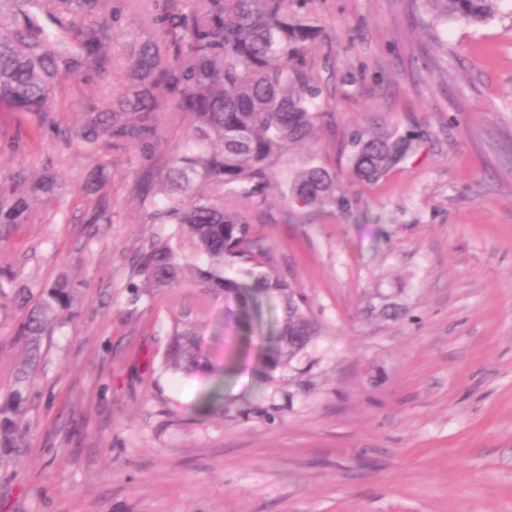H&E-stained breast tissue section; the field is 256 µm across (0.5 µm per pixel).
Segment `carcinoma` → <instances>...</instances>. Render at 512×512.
Returning <instances> with one entry per match:
<instances>
[{
	"label": "carcinoma",
	"instance_id": "cac0c4a2",
	"mask_svg": "<svg viewBox=\"0 0 512 512\" xmlns=\"http://www.w3.org/2000/svg\"><path fill=\"white\" fill-rule=\"evenodd\" d=\"M108 0H51L59 15L82 21L79 39L67 29L51 36L42 26L35 0H0L14 7L11 25L0 24V111L30 117L29 144L42 133L63 135L50 115L62 73L89 70L104 75L112 64L107 50L119 13L104 14ZM153 0L149 32L123 47L131 61L124 90L77 133L86 153L98 157L127 145L152 152L166 141L163 116L187 115L190 132L175 149L159 189L151 173L145 191L156 192L147 223L170 230L142 249L135 269L153 288H190L194 294L173 316L164 354L165 368L186 374L218 371L203 346L204 316L219 301H230L229 319L246 332L262 317L263 301L275 293L283 315L265 346L269 372L285 369L319 335L309 308L281 276L264 270L265 248L241 214L226 206L258 197L274 174L283 151L305 140L318 120L334 112L332 102L318 105L320 90L308 73L309 50L326 39L320 19L307 0ZM438 17L477 25L488 22L499 0H428ZM354 175L376 181L403 145L388 136L354 141ZM30 196L0 206V223L24 220L33 198L55 201V177L16 175ZM285 201L301 206L336 203V176L311 160L289 180ZM110 223L108 201L100 196L88 219ZM239 268L230 277L228 268ZM26 309L21 335L28 358L16 374L8 400L0 404V447L21 448L19 427L29 403L41 337L50 334L57 312L71 303V284L61 276L35 292L23 283L0 281Z\"/></svg>",
	"mask_w": 512,
	"mask_h": 512
}]
</instances>
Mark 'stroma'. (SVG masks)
I'll list each match as a JSON object with an SVG mask.
<instances>
[{"mask_svg": "<svg viewBox=\"0 0 512 512\" xmlns=\"http://www.w3.org/2000/svg\"><path fill=\"white\" fill-rule=\"evenodd\" d=\"M109 5L122 13L109 75L61 81L53 118L69 140L10 149L17 116L0 112V188L22 193L21 170L62 185L60 204L0 224V271L75 289L42 340L25 446L0 448V512H512V0L488 23L427 30V0H314L333 49L312 50L311 75L335 112L241 213L320 334L266 380L261 338L280 301L247 345L217 302L220 411L201 406L212 379L163 366L184 296L130 290L134 255L161 230L142 173L162 179L183 113H166L153 157L108 154L112 221H86L97 161L73 133L119 89L122 47L141 33L133 0ZM382 133L410 150L379 180L353 179L354 138ZM308 153L335 173L336 204L281 202V176ZM23 319L0 298V401Z\"/></svg>", "mask_w": 512, "mask_h": 512, "instance_id": "stroma-1", "label": "stroma"}]
</instances>
